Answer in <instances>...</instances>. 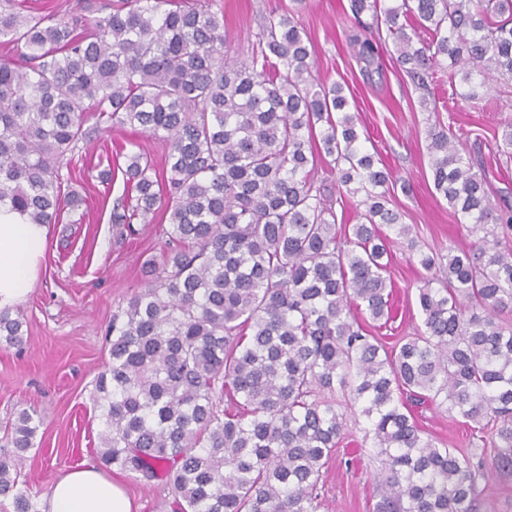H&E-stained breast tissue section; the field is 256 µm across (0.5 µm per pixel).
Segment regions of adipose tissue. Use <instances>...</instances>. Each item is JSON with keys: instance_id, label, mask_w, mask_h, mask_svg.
<instances>
[{"instance_id": "ef3b65f1", "label": "adipose tissue", "mask_w": 512, "mask_h": 512, "mask_svg": "<svg viewBox=\"0 0 512 512\" xmlns=\"http://www.w3.org/2000/svg\"><path fill=\"white\" fill-rule=\"evenodd\" d=\"M47 227L0 206V310L26 301L45 256ZM42 512H133L122 486L100 469H72L53 484Z\"/></svg>"}]
</instances>
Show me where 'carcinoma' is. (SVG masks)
<instances>
[{"instance_id":"carcinoma-1","label":"carcinoma","mask_w":512,"mask_h":512,"mask_svg":"<svg viewBox=\"0 0 512 512\" xmlns=\"http://www.w3.org/2000/svg\"><path fill=\"white\" fill-rule=\"evenodd\" d=\"M358 58L381 66L364 22L384 18L396 62L420 89L436 71L466 101L512 80V0H350ZM69 17L0 0V205L55 224L80 205L63 192L64 157L103 123L138 127L165 151L123 152L135 204L112 223L160 220L167 252L112 314L109 362L93 382L97 458L150 484L171 512H319L327 461L344 436L330 397L369 422L382 470L375 512H476V451L422 437L412 407L432 403L484 434L497 423V466L512 470V209L493 213L481 163L431 132L433 185L474 249L419 254L423 328L388 347L365 318L393 319L387 235L410 233L388 207L378 167L341 85L311 79L312 50L294 11L262 17L247 60L224 58V15L192 0H78ZM428 38L413 40L400 20ZM489 152L512 155V123ZM335 163L338 196L363 194L346 231L314 184ZM24 318L0 310V347ZM20 411L0 456V497L39 512L18 488L34 447Z\"/></svg>"}]
</instances>
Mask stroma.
<instances>
[{
    "mask_svg": "<svg viewBox=\"0 0 512 512\" xmlns=\"http://www.w3.org/2000/svg\"><path fill=\"white\" fill-rule=\"evenodd\" d=\"M224 13L230 58L242 60L263 15L290 6L291 0H210ZM295 19L313 47L314 76L339 83L383 164L398 181L389 199L401 211L412 233L392 243L389 274L396 291L398 313L386 326L367 324L370 334L387 343L410 336L422 325L418 290L425 276L416 250L470 249L474 237L460 224L447 201L433 186L427 152L428 133L441 127L465 144L472 157L484 160L488 192L494 207L512 208V159L489 156L487 141L501 136L512 120V93L493 91L467 102L452 91L445 75H436L427 89L415 87L396 69L394 47L385 44L382 73L363 72L349 42L354 20L350 0H304ZM436 100V112L421 105L423 92ZM138 144L163 166V149L152 138L131 128L113 127L98 138L79 143L67 157L74 176L68 189L78 193L79 209L64 212L49 225L48 246L39 277L18 311L27 333L22 347L0 348V429L21 410H36L39 428L35 446L25 455L21 478L39 498H46L56 478L84 463L97 464L101 426L93 410L92 381L109 359L105 328L118 307L139 291L142 270L150 258H161L165 239L157 225L121 235L111 222L112 206L127 197L122 176L105 179L116 147ZM346 415L345 438L333 455L324 478L320 512H373L379 499L376 474L380 458L365 439L363 417ZM415 417L426 438L439 448H476L478 438L444 409L422 405ZM496 448L485 449L487 485L479 512H512V472L496 466ZM119 483L138 512H170L171 495L161 482L141 484L130 474Z\"/></svg>",
    "mask_w": 512,
    "mask_h": 512,
    "instance_id": "1",
    "label": "stroma"
}]
</instances>
